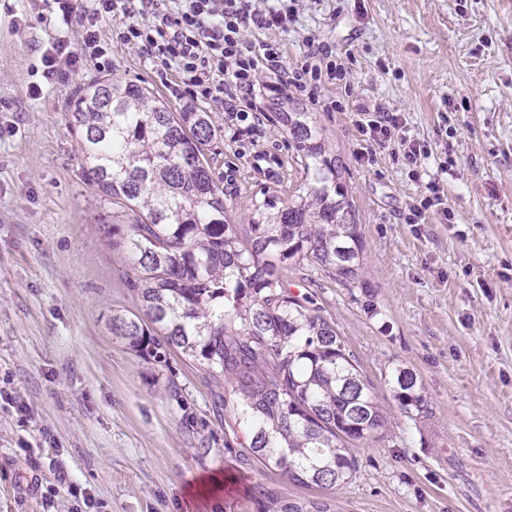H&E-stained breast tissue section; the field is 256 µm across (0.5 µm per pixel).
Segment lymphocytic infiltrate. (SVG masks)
<instances>
[{
  "mask_svg": "<svg viewBox=\"0 0 512 512\" xmlns=\"http://www.w3.org/2000/svg\"><path fill=\"white\" fill-rule=\"evenodd\" d=\"M95 15H118L126 25L119 37L138 47L149 60L174 72L175 93L210 101L224 110V126L234 137L252 135L270 103L283 95L304 96L326 109L341 110L340 101L324 90L346 77L332 48L309 37L301 63L289 66L274 40L250 39L247 27L287 29L295 0H279L274 9L260 10L254 0H93ZM81 38L54 39L41 56L43 76L79 70L88 62L105 67L108 49L91 19L83 20ZM354 126L362 138L378 144L402 130L400 113L384 109L357 114Z\"/></svg>",
  "mask_w": 512,
  "mask_h": 512,
  "instance_id": "f902f5d3",
  "label": "lymphocytic infiltrate"
}]
</instances>
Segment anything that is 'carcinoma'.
I'll use <instances>...</instances> for the list:
<instances>
[{"instance_id": "obj_1", "label": "carcinoma", "mask_w": 512, "mask_h": 512, "mask_svg": "<svg viewBox=\"0 0 512 512\" xmlns=\"http://www.w3.org/2000/svg\"><path fill=\"white\" fill-rule=\"evenodd\" d=\"M276 117L305 179L252 203L245 245L204 151L220 133L211 113L173 112L137 83L96 79L80 89L70 127L89 181L129 222L122 253L138 313L112 316V335L200 368L215 408L283 480L339 489L356 470L353 449L388 441V418L335 324L288 291L279 265L310 260L353 279L364 247L324 128L311 112ZM391 383L405 412H424L413 371L395 370ZM273 512L330 506L287 501Z\"/></svg>"}]
</instances>
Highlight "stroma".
<instances>
[{
	"instance_id": "obj_1",
	"label": "stroma",
	"mask_w": 512,
	"mask_h": 512,
	"mask_svg": "<svg viewBox=\"0 0 512 512\" xmlns=\"http://www.w3.org/2000/svg\"><path fill=\"white\" fill-rule=\"evenodd\" d=\"M48 11L0 0V512H267L312 498L331 512H512V0H298L287 31L246 30L280 42L292 65L318 38L348 71L329 90L343 111L299 105L347 166L365 264L353 279L308 263L282 270L289 291L335 323L389 415L391 442L357 449L354 475L332 491L245 462L195 368L113 337V312L135 307L118 247L128 225L87 180L69 125L75 93L118 78L175 112L191 98L119 43L109 17L97 27L114 43L111 66L32 98L57 31ZM376 105L428 148L418 176L394 140L357 159L353 116ZM211 149L238 224L262 191L298 176L271 117L253 140L225 135ZM434 180L443 204L407 223ZM399 366L417 374L427 416L409 419L394 401ZM209 475L223 487L195 503L190 490Z\"/></svg>"
}]
</instances>
